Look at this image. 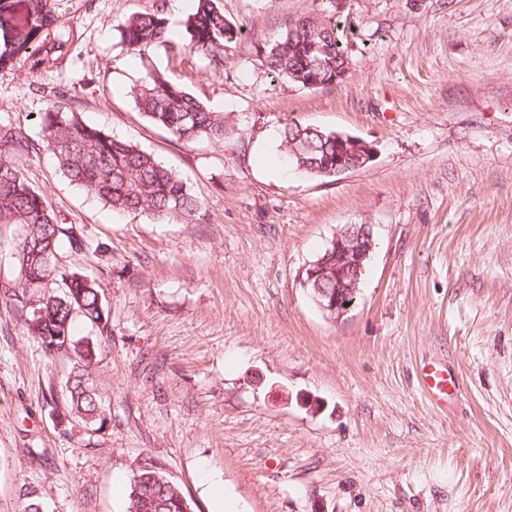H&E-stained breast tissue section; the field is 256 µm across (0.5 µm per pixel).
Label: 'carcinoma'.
Returning a JSON list of instances; mask_svg holds the SVG:
<instances>
[{"instance_id": "carcinoma-1", "label": "carcinoma", "mask_w": 512, "mask_h": 512, "mask_svg": "<svg viewBox=\"0 0 512 512\" xmlns=\"http://www.w3.org/2000/svg\"><path fill=\"white\" fill-rule=\"evenodd\" d=\"M34 22L41 32L38 48L24 54L33 71L63 55L71 31L59 22L61 0H31ZM167 0H154L150 10L136 13L118 25L122 42L136 58L159 43L187 51L207 61L216 76L224 74L227 50L242 40V30L224 16L219 0H189L184 32L171 29ZM336 13L314 24L307 18L288 19L280 32L250 42L251 54L274 80L303 88L311 79L322 83L336 78V70L350 65L347 44L339 34ZM145 118L179 141L208 139L225 142L224 113L211 111L181 85L156 70L146 72L135 92ZM282 145L289 163L306 173L312 164H335L336 141L319 127L285 124ZM53 156L61 173L92 192L112 212L139 213L152 220L199 224L204 202L175 172L150 152L87 124L79 113L54 102L42 113L40 138L32 139L10 124L0 126V225L18 227L12 258L19 269L15 286L0 290V299L22 311V323L36 336L46 354L74 358L67 380L69 414L89 426L104 424L102 399L90 382L100 344L79 345L72 322L80 317L104 332L108 312L94 282L85 275L67 273L57 265L63 243L82 248L74 225L64 223L44 195L24 176L21 160L38 152ZM127 512H191L182 489L150 459L142 460L129 481Z\"/></svg>"}]
</instances>
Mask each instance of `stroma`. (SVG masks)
<instances>
[{"label": "stroma", "mask_w": 512, "mask_h": 512, "mask_svg": "<svg viewBox=\"0 0 512 512\" xmlns=\"http://www.w3.org/2000/svg\"><path fill=\"white\" fill-rule=\"evenodd\" d=\"M154 0H63L73 31L47 70L0 66V122L38 137L48 90L152 152L203 200V224L115 214L47 153L23 162L83 241L112 331L94 378L106 422L67 418L72 362L48 357L0 302V512L31 489L47 512H126L152 459L192 512H512V0H338L351 66L316 90L272 80L251 40L326 0H222L243 26L223 76L156 45L135 60L116 29ZM180 83L241 137L173 138L140 114L146 68ZM359 137L364 168L289 167V122ZM373 227L361 290L326 318L299 282L337 231ZM447 361L449 407L419 383Z\"/></svg>", "instance_id": "stroma-1"}]
</instances>
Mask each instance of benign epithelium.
<instances>
[{
  "label": "benign epithelium",
  "mask_w": 512,
  "mask_h": 512,
  "mask_svg": "<svg viewBox=\"0 0 512 512\" xmlns=\"http://www.w3.org/2000/svg\"><path fill=\"white\" fill-rule=\"evenodd\" d=\"M336 174L362 168L374 157L372 147L359 138L336 136ZM373 250V230L369 224H347L329 242L326 253L302 268L307 281L314 283L318 304L338 317L345 316L355 303L360 273Z\"/></svg>",
  "instance_id": "obj_1"
}]
</instances>
